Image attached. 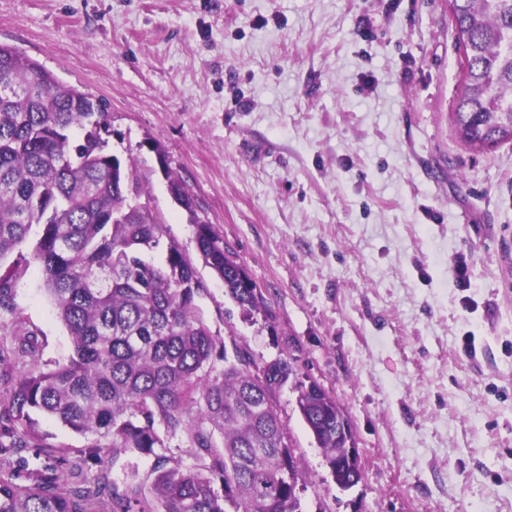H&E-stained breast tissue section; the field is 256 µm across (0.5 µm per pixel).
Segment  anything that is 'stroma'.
<instances>
[{"instance_id": "obj_1", "label": "stroma", "mask_w": 512, "mask_h": 512, "mask_svg": "<svg viewBox=\"0 0 512 512\" xmlns=\"http://www.w3.org/2000/svg\"><path fill=\"white\" fill-rule=\"evenodd\" d=\"M0 44L106 102L107 150L139 158L213 332L289 366L272 398L301 512H512V145L456 137L448 0H0ZM162 158L267 311L242 315L204 265ZM17 303L41 363L66 362L40 269ZM309 381L351 422L350 490L297 409Z\"/></svg>"}]
</instances>
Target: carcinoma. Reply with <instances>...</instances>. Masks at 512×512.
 Masks as SVG:
<instances>
[{"label":"carcinoma","instance_id":"1","mask_svg":"<svg viewBox=\"0 0 512 512\" xmlns=\"http://www.w3.org/2000/svg\"><path fill=\"white\" fill-rule=\"evenodd\" d=\"M463 49V93L452 119L459 141L483 152L512 144V0H448ZM110 113L100 99L64 86L20 50L0 45V423L20 424L16 455L38 448L72 456V477L47 464L17 482L0 463V512H301L304 480L270 394L285 364L254 372L241 348L227 350L198 305L206 287L153 206L137 157L107 152ZM170 193L195 225L197 249L246 313L268 311L260 288L201 220L192 194L170 172ZM37 238L30 239L33 228ZM40 267L67 327L73 355L16 375L12 361L41 344L16 302ZM297 408L325 451L336 484L349 482L346 440L336 437L335 397L316 382L298 387ZM54 416L112 447L64 448L40 441L32 414ZM186 439L193 463L159 455L151 482L80 479L90 459L153 454Z\"/></svg>","mask_w":512,"mask_h":512}]
</instances>
